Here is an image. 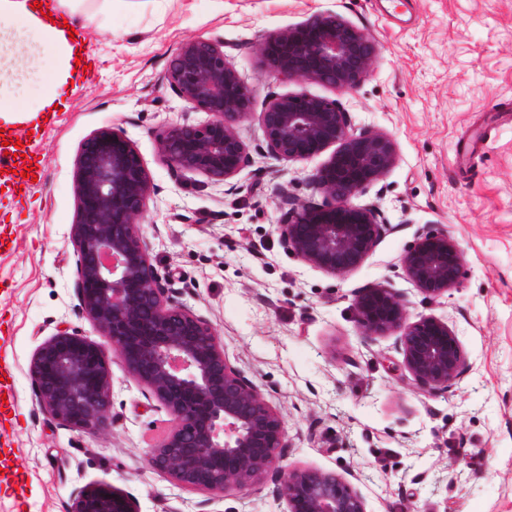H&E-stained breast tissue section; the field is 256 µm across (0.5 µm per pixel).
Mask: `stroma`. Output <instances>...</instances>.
I'll return each instance as SVG.
<instances>
[{"mask_svg": "<svg viewBox=\"0 0 512 512\" xmlns=\"http://www.w3.org/2000/svg\"><path fill=\"white\" fill-rule=\"evenodd\" d=\"M319 14L371 37L379 53L356 90L273 77L258 47ZM91 63L61 111L19 129L39 179L0 191V365L13 401L0 410V512H69L75 490L106 481L137 512H286L277 476L256 490L207 500L146 467L169 422L112 357L110 432L83 434L46 420L30 359L56 327L84 326L74 291L77 160L103 128L123 131L155 193L142 225L153 259L181 300L211 321L230 364L282 412L287 463L343 476L367 512H512V0H123L105 26L81 29ZM224 41L256 103L305 93L339 98L352 124L389 134L393 168L357 201L388 223L374 252L334 276L288 255L275 226L279 194L302 198L321 160L254 155L225 192L205 177L176 181L157 160V134L200 124L168 85L187 40ZM469 165L456 149L477 131ZM446 228L464 267L460 287L424 299L400 257L417 230ZM365 288L403 294L415 315L448 323L467 355L450 391L428 393L400 367L391 336L364 342L353 300Z\"/></svg>", "mask_w": 512, "mask_h": 512, "instance_id": "stroma-1", "label": "stroma"}]
</instances>
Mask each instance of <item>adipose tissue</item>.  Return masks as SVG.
Instances as JSON below:
<instances>
[{
  "mask_svg": "<svg viewBox=\"0 0 512 512\" xmlns=\"http://www.w3.org/2000/svg\"><path fill=\"white\" fill-rule=\"evenodd\" d=\"M114 0H0V139L43 123L75 75L80 40L69 27L112 14Z\"/></svg>",
  "mask_w": 512,
  "mask_h": 512,
  "instance_id": "obj_1",
  "label": "adipose tissue"
}]
</instances>
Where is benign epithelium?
Wrapping results in <instances>:
<instances>
[{
	"label": "benign epithelium",
	"instance_id": "7a95c632",
	"mask_svg": "<svg viewBox=\"0 0 512 512\" xmlns=\"http://www.w3.org/2000/svg\"><path fill=\"white\" fill-rule=\"evenodd\" d=\"M378 52L365 33L334 15L275 33L259 49L275 75L354 91ZM165 78L203 124H174L157 135L158 161L177 179L200 175L229 190L250 151L237 126L257 118L263 141L255 151L279 161L309 160L334 148L307 178L322 202L281 196L279 243L300 261L334 276L348 274L375 250L385 218L352 203L396 161L386 133L352 126L336 99L294 93L255 109L250 89L224 54V42L197 37L172 57ZM78 209L71 227L79 316L90 330L59 327L34 352L29 372L40 410L71 430L102 434L112 428L111 356L169 415L166 438L144 461L175 483L212 498L255 487L270 470L287 512H366L362 494L334 472L283 464L288 432L281 413L224 354L205 317L169 287V272L151 257L141 232L154 185L137 150L120 132L103 129L82 145L77 163ZM464 257L448 231H418L401 268L434 301L459 286ZM353 308L360 334L372 342L396 336L402 365L420 388H453L466 354L448 324L412 316L407 301L388 288H369ZM70 512H135L108 482L72 494Z\"/></svg>",
	"mask_w": 512,
	"mask_h": 512
}]
</instances>
